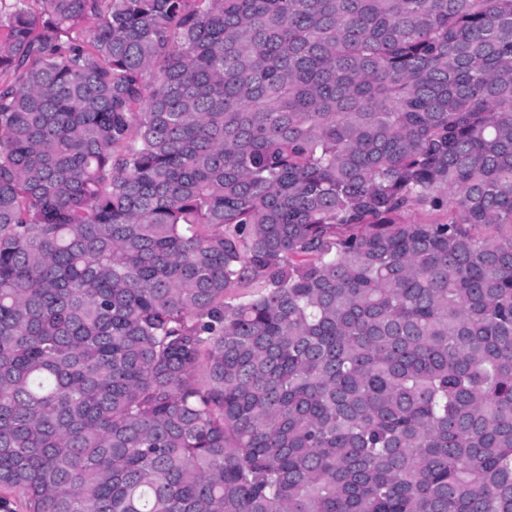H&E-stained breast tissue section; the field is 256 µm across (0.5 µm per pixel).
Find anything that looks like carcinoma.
<instances>
[{
	"label": "carcinoma",
	"mask_w": 512,
	"mask_h": 512,
	"mask_svg": "<svg viewBox=\"0 0 512 512\" xmlns=\"http://www.w3.org/2000/svg\"><path fill=\"white\" fill-rule=\"evenodd\" d=\"M2 27L0 509L512 512V0Z\"/></svg>",
	"instance_id": "obj_1"
}]
</instances>
